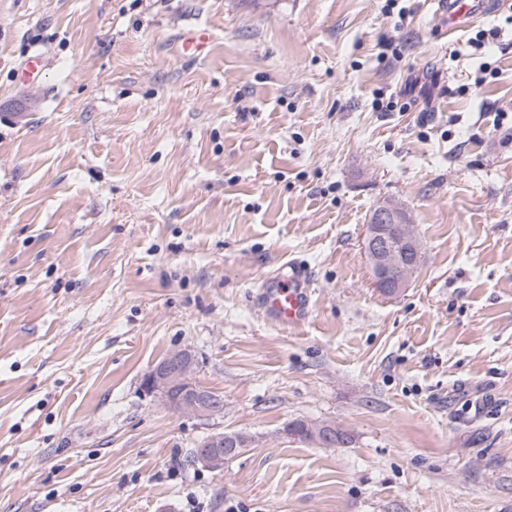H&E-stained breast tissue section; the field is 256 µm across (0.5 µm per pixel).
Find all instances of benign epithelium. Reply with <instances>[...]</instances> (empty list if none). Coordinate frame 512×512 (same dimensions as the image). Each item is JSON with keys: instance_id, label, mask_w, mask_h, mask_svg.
Here are the masks:
<instances>
[{"instance_id": "1", "label": "benign epithelium", "mask_w": 512, "mask_h": 512, "mask_svg": "<svg viewBox=\"0 0 512 512\" xmlns=\"http://www.w3.org/2000/svg\"><path fill=\"white\" fill-rule=\"evenodd\" d=\"M364 249L376 288L395 294L406 286L408 275L422 257V245L408 211L393 200H384L371 212L364 232ZM195 356L188 348L169 353L144 378L149 394L159 395L173 411L211 417L222 402L199 389L193 380ZM236 433L213 431L200 440L194 463L213 472L224 471V456L240 447Z\"/></svg>"}]
</instances>
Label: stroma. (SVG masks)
Wrapping results in <instances>:
<instances>
[{
	"label": "stroma",
	"instance_id": "35a3bbf8",
	"mask_svg": "<svg viewBox=\"0 0 512 512\" xmlns=\"http://www.w3.org/2000/svg\"><path fill=\"white\" fill-rule=\"evenodd\" d=\"M445 26L437 0H0V512H512V6ZM385 199L424 245L394 296L363 248ZM292 265L296 329L257 301ZM185 347L223 413L144 390ZM214 430L253 438L220 474L186 460ZM210 40V33L205 28L188 32L183 38V51L186 58L199 57ZM327 427H333L327 425ZM324 427H314L304 420H293L287 424L284 428L285 432L291 437L298 438L301 441H311L314 440L313 433L317 430L320 431L319 439L321 445L332 447L334 446L335 437L334 434H331L329 430L321 431ZM336 430V445L345 446L350 444L353 441L352 435L345 429L339 427H333Z\"/></svg>",
	"mask_w": 512,
	"mask_h": 512
}]
</instances>
